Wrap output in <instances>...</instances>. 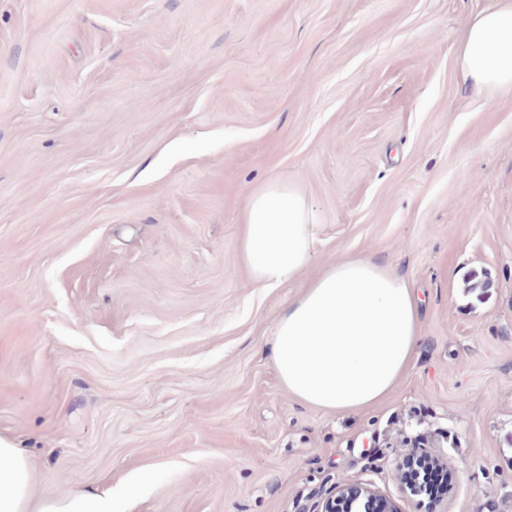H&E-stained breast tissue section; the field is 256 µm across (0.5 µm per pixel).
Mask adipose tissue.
I'll list each match as a JSON object with an SVG mask.
<instances>
[{"label": "adipose tissue", "instance_id": "ef3b65f1", "mask_svg": "<svg viewBox=\"0 0 512 512\" xmlns=\"http://www.w3.org/2000/svg\"><path fill=\"white\" fill-rule=\"evenodd\" d=\"M477 91H512V0L477 13L459 48ZM238 240L254 284H299L279 315L266 354L289 395L337 413L386 398L406 373L419 330L420 300L404 276L370 257H342L310 281L316 218L301 184L272 178L250 192ZM153 474L101 493L77 491L31 506L30 470L16 444L0 436V512H129Z\"/></svg>", "mask_w": 512, "mask_h": 512}]
</instances>
